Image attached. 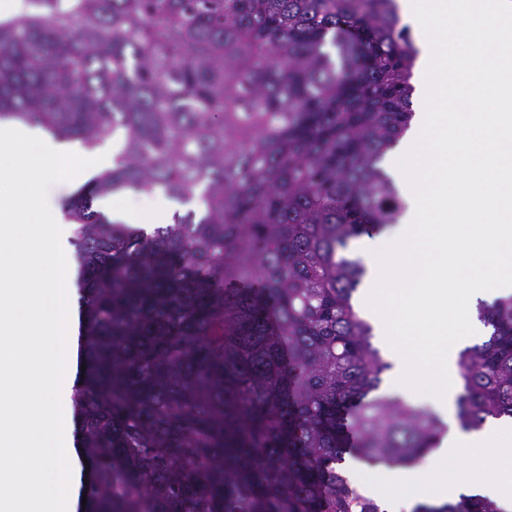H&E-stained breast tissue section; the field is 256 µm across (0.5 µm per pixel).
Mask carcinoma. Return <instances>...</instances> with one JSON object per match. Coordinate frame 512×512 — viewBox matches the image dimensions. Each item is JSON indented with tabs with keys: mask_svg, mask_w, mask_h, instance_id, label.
<instances>
[{
	"mask_svg": "<svg viewBox=\"0 0 512 512\" xmlns=\"http://www.w3.org/2000/svg\"><path fill=\"white\" fill-rule=\"evenodd\" d=\"M418 55L396 0H21L0 19V121L87 151L123 135L64 206L93 512H382L344 455L412 465L444 435L378 392L390 363L341 254L404 210L381 162ZM122 190L203 210L147 232L94 208ZM478 317L492 332L458 357L466 429L512 416V297Z\"/></svg>",
	"mask_w": 512,
	"mask_h": 512,
	"instance_id": "1",
	"label": "carcinoma"
}]
</instances>
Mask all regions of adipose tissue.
<instances>
[{"label": "adipose tissue", "instance_id": "ef3b65f1", "mask_svg": "<svg viewBox=\"0 0 512 512\" xmlns=\"http://www.w3.org/2000/svg\"><path fill=\"white\" fill-rule=\"evenodd\" d=\"M444 0H409L406 11L424 42L422 69L426 84L443 79L438 65L441 41L432 21ZM482 22L473 41L485 55L512 57V0H482ZM478 57L461 56V75L481 71L472 103V120H445L446 105H427L393 148L401 164L421 175V189L408 197V210L387 235L363 238L359 246L373 273L366 306L396 363L393 379L406 401L430 403L448 420L439 446L417 467L371 466L346 458L344 466L358 482L376 487L390 512H414L422 503L442 504L465 497L492 501L512 512V419L487 418L477 430L462 429L455 400L463 387L456 358L485 329L477 318L482 303L512 296V118L496 112L503 90H512V68L479 69ZM468 200L475 208L476 235L456 224H434L430 217L438 193ZM464 293L466 303L455 327L427 323L418 334L427 338L420 355L396 332V313L417 294L433 296L440 307Z\"/></svg>", "mask_w": 512, "mask_h": 512}]
</instances>
